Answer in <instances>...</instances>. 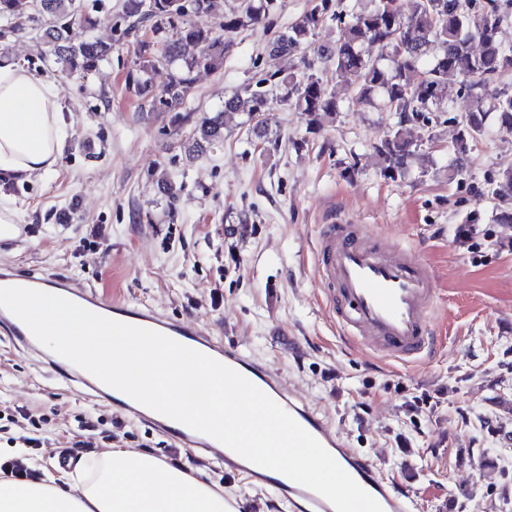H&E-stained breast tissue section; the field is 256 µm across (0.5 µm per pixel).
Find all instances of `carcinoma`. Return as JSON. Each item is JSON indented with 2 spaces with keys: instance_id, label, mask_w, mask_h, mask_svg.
Wrapping results in <instances>:
<instances>
[{
  "instance_id": "obj_1",
  "label": "carcinoma",
  "mask_w": 512,
  "mask_h": 512,
  "mask_svg": "<svg viewBox=\"0 0 512 512\" xmlns=\"http://www.w3.org/2000/svg\"><path fill=\"white\" fill-rule=\"evenodd\" d=\"M20 0H0V67L13 65L5 47L11 38L28 29L41 32L44 53L53 57L60 72L81 81L89 79L100 64L112 56L114 45L92 39H77L75 30L91 29L112 22V8L99 3L93 11L77 0H35L34 12L23 16ZM269 0H243V6L223 16L217 25L200 22L215 15L216 0H125L122 37L136 46L139 72L127 75L128 90L148 104L151 112H175L192 95L195 76L201 70L218 71L234 36L248 24L266 16ZM339 24L342 36L317 55L336 67V74L355 76L352 84L330 88L315 73V63L306 57L315 31L326 21ZM501 14L489 5L480 20L472 21L463 0H378L370 10L351 15L333 0H315L288 30L270 45V54L301 55L300 74L281 80L279 102L301 112L308 125L317 124L318 115H333L350 98L359 103H378L383 112L398 115L399 124L427 120L446 97L448 76L461 78L472 100L463 128L454 145L455 157L467 155L470 143L482 132L486 111L498 113L501 124L512 129V91L492 88L496 73L512 66V49L501 44L498 30ZM170 28L180 29L175 41L166 38ZM481 45L472 50V42ZM376 44L382 54L369 57L365 45ZM170 67L167 82L160 88L143 74L158 65ZM266 80L257 81L249 114L270 110ZM242 102L234 96L224 108L205 116L194 129L191 149H201L224 141V117L240 111ZM376 164L383 176H404L413 151L400 133L389 131L374 146ZM491 195L512 199V167L498 172L491 182Z\"/></svg>"
}]
</instances>
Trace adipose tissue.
Segmentation results:
<instances>
[{
  "label": "adipose tissue",
  "mask_w": 512,
  "mask_h": 512,
  "mask_svg": "<svg viewBox=\"0 0 512 512\" xmlns=\"http://www.w3.org/2000/svg\"><path fill=\"white\" fill-rule=\"evenodd\" d=\"M61 102L27 69L0 68V173L26 178L56 164ZM0 512H230L223 493L151 454L113 451L69 487L44 478L0 480Z\"/></svg>",
  "instance_id": "adipose-tissue-1"
}]
</instances>
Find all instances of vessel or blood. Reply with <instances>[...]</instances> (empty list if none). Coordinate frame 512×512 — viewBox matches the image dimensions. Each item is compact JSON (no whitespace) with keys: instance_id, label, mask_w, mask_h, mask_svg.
Here are the masks:
<instances>
[{"instance_id":"obj_1","label":"vessel or blood","mask_w":512,"mask_h":512,"mask_svg":"<svg viewBox=\"0 0 512 512\" xmlns=\"http://www.w3.org/2000/svg\"><path fill=\"white\" fill-rule=\"evenodd\" d=\"M316 264L328 287L336 322L350 341L402 363H415L435 352L432 325L435 276L414 251L388 242L370 244L355 225L330 223L320 231ZM0 287L51 289L53 294L90 311L160 332L237 370L318 439L339 465L380 503L383 512H410L412 498L403 486L379 476L369 459L346 447L327 422L293 391L283 388L261 365L237 350L224 347L196 324L147 307L106 302L95 290L73 286L66 279L19 275L0 269ZM2 326L17 345L36 350V339L27 326L4 308H0ZM42 361L64 381L81 386L92 397L113 401V388L74 364L63 362L57 353L43 355ZM120 407L195 451L207 452L218 445L214 438L189 427H173L164 415L136 401L121 402ZM222 457L227 472L245 475L258 485L270 484L264 468L248 463L229 449L224 450ZM278 491L287 498L292 512H334L325 498L297 483L279 485Z\"/></svg>"}]
</instances>
